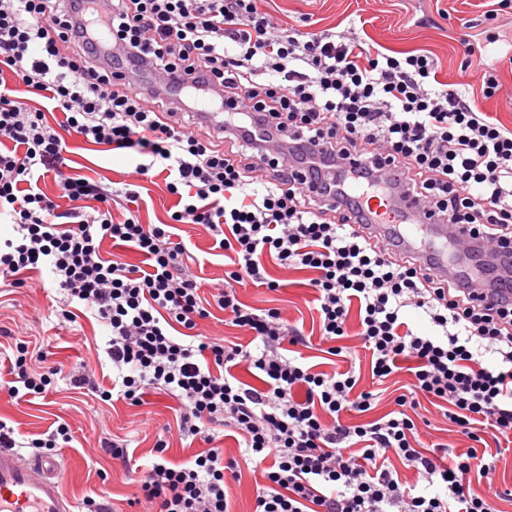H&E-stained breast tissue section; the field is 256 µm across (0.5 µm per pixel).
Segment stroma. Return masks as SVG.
<instances>
[{
    "mask_svg": "<svg viewBox=\"0 0 512 512\" xmlns=\"http://www.w3.org/2000/svg\"><path fill=\"white\" fill-rule=\"evenodd\" d=\"M498 0H269L266 9L284 23L304 32L330 30L350 34L380 45L383 53L403 57L424 53L437 64L440 82L451 85L475 100L494 120L512 130V8L490 20L486 11ZM493 74L500 88L492 98L483 96V78ZM65 156L75 173L113 182L123 187L132 182L133 164L127 156L101 151L100 147L70 137ZM143 223L169 220L176 199L165 187L163 175L141 180L139 189ZM176 232L193 244L200 264L194 272L204 289L221 284L224 253L195 224L178 225ZM307 275L291 272L288 284L273 294L264 288H241V300L256 308L285 309L290 323L304 330L311 341L303 355L308 363L332 370L335 358L319 340L316 304L305 285ZM60 296L51 287L0 291V379L7 378L15 343L27 342L30 366L63 362L74 370L89 366L104 388L112 386V362L106 352L107 329L90 313H80L76 329L61 326ZM426 425L419 433L425 444L447 443L456 452L469 446L454 432L438 407L423 403ZM179 407L162 395H150L143 408L122 400L102 401L90 393L71 389L57 380L55 389L43 397L13 399L0 391V420L15 430L24 456H33L26 442L50 434L59 424H68L72 439L53 449L61 464L60 478L78 504L76 512H87L88 500L106 503L110 512H151L141 502V467L150 464L157 440L168 443L167 457L176 463L189 461L201 452L200 442L178 431ZM128 443L129 462H113L104 442ZM485 457L496 465V483L503 494L499 512H512V445L506 439L487 437Z\"/></svg>",
    "mask_w": 512,
    "mask_h": 512,
    "instance_id": "stroma-1",
    "label": "stroma"
}]
</instances>
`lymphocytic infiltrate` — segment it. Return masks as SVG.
<instances>
[{
	"label": "lymphocytic infiltrate",
	"instance_id": "f902f5d3",
	"mask_svg": "<svg viewBox=\"0 0 512 512\" xmlns=\"http://www.w3.org/2000/svg\"><path fill=\"white\" fill-rule=\"evenodd\" d=\"M20 85L48 109L17 97ZM202 98L223 124L189 120ZM68 134L134 157L139 176L162 166L178 198L171 224L202 226L228 260L217 293L202 295L170 224L114 220L111 185L70 172ZM49 175L67 209L41 190ZM381 183L440 223L512 248V130L438 86L426 55L285 28L259 0H0V217L15 232L0 245V279L24 288L26 272L47 270L65 322L77 304L108 327L119 396L135 407L151 393L178 401L180 432L206 447L174 464L157 441L139 481L155 512H229L242 458L263 478L255 512H496L477 445L487 431L512 435V276L498 273V300L479 304L469 285L433 279L374 241L358 191ZM107 239L142 264L105 256ZM267 257L308 273L328 354L353 339L373 382L409 373L395 410L347 421L375 400L354 368L315 370L283 310L240 302V288L279 289ZM408 307L430 333L408 328ZM216 308L248 344L200 331ZM17 352L10 397L47 393L59 377L100 389L91 370L36 372L26 347ZM488 352L496 365L482 364ZM241 366L255 382L237 376ZM422 395L444 404L467 451L423 452ZM223 427L240 436L241 458L226 455ZM394 457L414 484L395 476Z\"/></svg>",
	"mask_w": 512,
	"mask_h": 512
}]
</instances>
